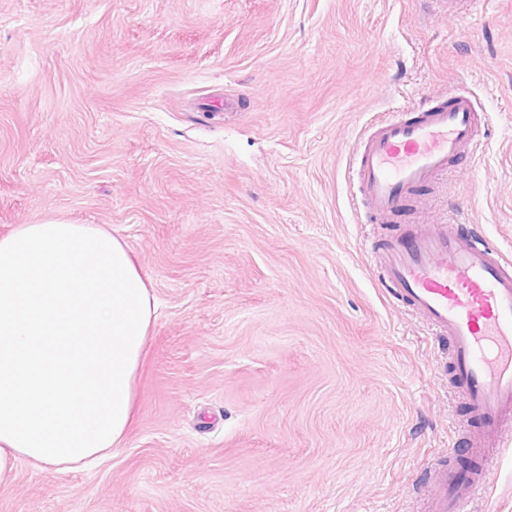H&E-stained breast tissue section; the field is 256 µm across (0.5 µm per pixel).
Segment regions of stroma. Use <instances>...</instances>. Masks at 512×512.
I'll use <instances>...</instances> for the list:
<instances>
[{
  "mask_svg": "<svg viewBox=\"0 0 512 512\" xmlns=\"http://www.w3.org/2000/svg\"><path fill=\"white\" fill-rule=\"evenodd\" d=\"M470 86L485 147L422 192L512 254V0H0V235L128 244L158 301L98 470L25 463L0 512H424L468 466L448 343L381 287L352 152ZM471 512H512V447Z\"/></svg>",
  "mask_w": 512,
  "mask_h": 512,
  "instance_id": "obj_1",
  "label": "stroma"
}]
</instances>
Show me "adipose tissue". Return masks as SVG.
I'll use <instances>...</instances> for the list:
<instances>
[{
  "mask_svg": "<svg viewBox=\"0 0 512 512\" xmlns=\"http://www.w3.org/2000/svg\"><path fill=\"white\" fill-rule=\"evenodd\" d=\"M156 297L98 224L0 236V486L21 464L91 471L124 442Z\"/></svg>",
  "mask_w": 512,
  "mask_h": 512,
  "instance_id": "ef3b65f1",
  "label": "adipose tissue"
}]
</instances>
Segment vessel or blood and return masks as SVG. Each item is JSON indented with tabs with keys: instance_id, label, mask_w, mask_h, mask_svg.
I'll list each match as a JSON object with an SVG mask.
<instances>
[{
	"instance_id": "vessel-or-blood-1",
	"label": "vessel or blood",
	"mask_w": 512,
	"mask_h": 512,
	"mask_svg": "<svg viewBox=\"0 0 512 512\" xmlns=\"http://www.w3.org/2000/svg\"><path fill=\"white\" fill-rule=\"evenodd\" d=\"M482 108L466 89L423 106L413 120L375 123L356 152L360 199L369 218L401 219L421 190L454 163L476 157L483 141ZM385 292L406 303L435 335L447 339L453 388L476 420L464 435L478 469L459 476L437 464V492L427 512H469L491 488L494 439L512 425V258L475 228L454 220H416L377 255Z\"/></svg>"
}]
</instances>
